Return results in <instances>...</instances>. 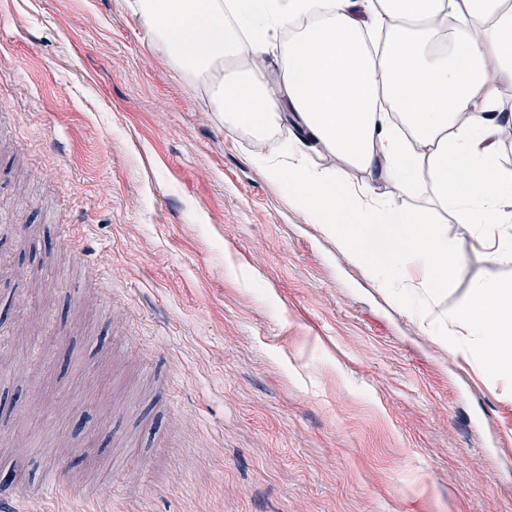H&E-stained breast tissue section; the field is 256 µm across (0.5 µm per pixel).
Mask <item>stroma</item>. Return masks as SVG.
Returning <instances> with one entry per match:
<instances>
[{
  "mask_svg": "<svg viewBox=\"0 0 512 512\" xmlns=\"http://www.w3.org/2000/svg\"><path fill=\"white\" fill-rule=\"evenodd\" d=\"M133 0H0V498L106 512H512V374L253 165ZM68 283L57 287L48 271Z\"/></svg>",
  "mask_w": 512,
  "mask_h": 512,
  "instance_id": "stroma-1",
  "label": "stroma"
}]
</instances>
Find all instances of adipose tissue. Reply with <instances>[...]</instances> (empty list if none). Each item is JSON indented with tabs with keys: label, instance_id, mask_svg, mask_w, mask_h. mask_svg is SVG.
<instances>
[{
	"label": "adipose tissue",
	"instance_id": "adipose-tissue-1",
	"mask_svg": "<svg viewBox=\"0 0 512 512\" xmlns=\"http://www.w3.org/2000/svg\"><path fill=\"white\" fill-rule=\"evenodd\" d=\"M134 11L151 47L207 86L228 130L273 139L253 164L385 282L409 287L410 262L430 270L435 294L458 276L439 208L491 231L493 260L512 256V172L493 150L512 0H134ZM289 121L300 140L278 137ZM318 151L340 167L316 163ZM354 170L407 191L428 184L431 204L377 206ZM454 317L512 370V282L478 286Z\"/></svg>",
	"mask_w": 512,
	"mask_h": 512
}]
</instances>
